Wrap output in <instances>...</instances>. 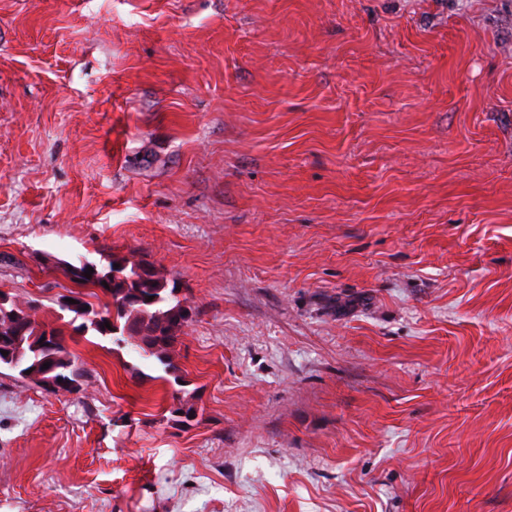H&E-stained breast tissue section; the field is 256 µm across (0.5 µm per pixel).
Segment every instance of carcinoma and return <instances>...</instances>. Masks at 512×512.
<instances>
[{
    "label": "carcinoma",
    "instance_id": "carcinoma-1",
    "mask_svg": "<svg viewBox=\"0 0 512 512\" xmlns=\"http://www.w3.org/2000/svg\"><path fill=\"white\" fill-rule=\"evenodd\" d=\"M92 266L93 274L88 279L81 262L60 261L59 267L75 286L69 298L76 303L58 302L60 310L72 314L67 325L78 333L92 330L115 344L127 343L140 356L154 360L166 374L179 379L173 352L193 312L179 298L176 281L146 259L134 262L115 252ZM89 297H105L107 301L97 309L87 301ZM19 337L24 339L21 356H3L1 351H11ZM48 355L53 357L58 378L54 391L71 392L84 385L85 370L67 349L64 327L38 320L35 308L26 311L10 294L0 291V368L42 385L39 375ZM174 400L177 405L170 409V420L181 425L190 423L196 414L195 404L178 396Z\"/></svg>",
    "mask_w": 512,
    "mask_h": 512
}]
</instances>
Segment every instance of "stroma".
<instances>
[{"label": "stroma", "mask_w": 512, "mask_h": 512, "mask_svg": "<svg viewBox=\"0 0 512 512\" xmlns=\"http://www.w3.org/2000/svg\"><path fill=\"white\" fill-rule=\"evenodd\" d=\"M111 252L178 375L1 368L0 512H512V0H0V290Z\"/></svg>", "instance_id": "1"}]
</instances>
